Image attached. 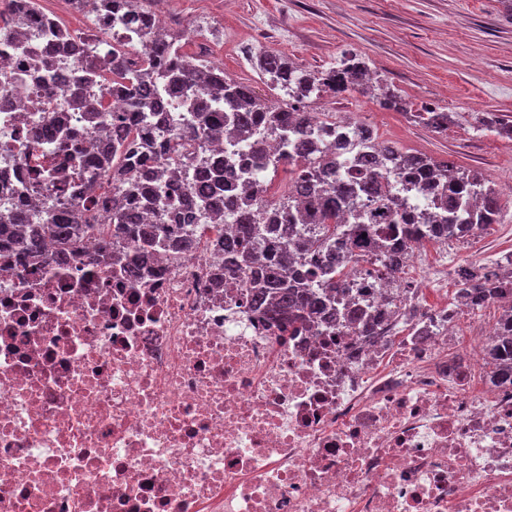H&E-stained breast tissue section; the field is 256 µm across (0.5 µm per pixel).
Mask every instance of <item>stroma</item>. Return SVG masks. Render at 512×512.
Returning a JSON list of instances; mask_svg holds the SVG:
<instances>
[{
  "mask_svg": "<svg viewBox=\"0 0 512 512\" xmlns=\"http://www.w3.org/2000/svg\"><path fill=\"white\" fill-rule=\"evenodd\" d=\"M150 7L167 14L183 51L219 64L263 100L280 92L255 67L261 53L319 71L358 55L378 93H327L314 111L347 116L402 150L478 170L499 189L497 224L466 242L430 246L426 268H406V280L424 281L452 305L453 267L512 253V191L504 189L512 180V139L479 122L484 112L512 120V0H152ZM387 90L401 96L402 109L381 106ZM426 107L448 113L447 129L414 120Z\"/></svg>",
  "mask_w": 512,
  "mask_h": 512,
  "instance_id": "35a3bbf8",
  "label": "stroma"
}]
</instances>
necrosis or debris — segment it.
Wrapping results in <instances>:
<instances>
[{"label": "necrosis or debris", "mask_w": 512, "mask_h": 512, "mask_svg": "<svg viewBox=\"0 0 512 512\" xmlns=\"http://www.w3.org/2000/svg\"><path fill=\"white\" fill-rule=\"evenodd\" d=\"M82 54L53 74L26 58V30L0 52V201L32 208L30 134L60 121L85 154L123 99L95 84L97 119L65 87L84 56L132 39L100 16ZM338 164L355 159L348 120L321 130ZM49 182L81 203V176L46 146ZM196 247L142 252L85 234L61 259L52 237L32 261L0 247V512H512V385L490 381L486 324L463 342L458 318L392 272L355 270L341 302L389 315L362 336L324 317L297 334L256 308L253 270L225 271L200 212Z\"/></svg>", "instance_id": "obj_1"}]
</instances>
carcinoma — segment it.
<instances>
[{
  "label": "carcinoma",
  "instance_id": "1",
  "mask_svg": "<svg viewBox=\"0 0 512 512\" xmlns=\"http://www.w3.org/2000/svg\"><path fill=\"white\" fill-rule=\"evenodd\" d=\"M79 10L88 15L100 9L112 12L115 20L139 21L138 36L149 46L139 58L132 57L126 45L112 47L107 61L83 71L69 89L73 103L84 105L91 113L99 105L82 102L79 90L97 80L112 82V92L127 104L122 113L124 125L114 118L112 143L100 155L88 157L70 135L57 137L53 127L35 132L34 142H56L57 149L81 168L86 178L87 196L81 210L62 211L45 225L62 248L73 250L86 232L83 224L86 209L103 203L98 189L102 183H113L114 224L112 235L151 247L182 235L178 246H193L192 234L182 224H142L140 207L157 204L161 199L156 179L172 178L183 161L196 162L206 144L219 138L230 125L241 138L257 129L280 135L285 152L273 161L259 145H253V166L275 172L288 162L294 167L288 179V191L280 199L270 201L257 181H246L240 187L242 202L233 211H225L224 190L234 189L227 179L230 164L210 163L197 169L187 183L186 206L207 214L210 224H233V234L215 247L224 251V269L230 271L239 261L258 263L254 269L253 302L261 305L274 318L295 329L332 309L336 288L365 257L379 253L370 275L384 278L402 265L403 254L397 245L426 239L446 243L450 239L465 241L478 236L500 214L498 192L477 172L455 169L450 162H440L418 152H406L391 144L375 151L365 146L361 156L347 167L346 181L336 195L320 189L316 170L336 163L328 149L320 148L304 130L312 96L324 91L335 94L362 89L368 69L357 58L344 59L341 66L313 73L296 67L273 52H266L256 63L259 73L274 78L272 84L287 92L288 100L263 101L250 87L224 79V69L215 64L200 63L182 52L180 39L164 35L151 27L149 10L138 0H76ZM164 74L169 91L186 94V104L197 119L198 131L188 137L168 133L160 140L153 134L151 112L154 111L158 73ZM224 96L225 108L214 102V95ZM417 120L434 130L448 127V113L426 108L416 113ZM138 126V136L127 139V124ZM482 124L512 138V123L492 112ZM406 177L419 190L435 196L437 209H425L411 218L398 196L397 181ZM33 217L20 208L0 219V238L16 240L34 254L39 251L41 232L32 227ZM304 259V271L290 277V263L296 256ZM459 295L471 305L481 307L493 297L512 298V254L503 270L462 265L455 271ZM358 325L362 336L371 335L373 320L366 311L356 308L347 313ZM499 336L489 351L493 374L512 381V309L498 320Z\"/></svg>",
  "mask_w": 512,
  "mask_h": 512
}]
</instances>
